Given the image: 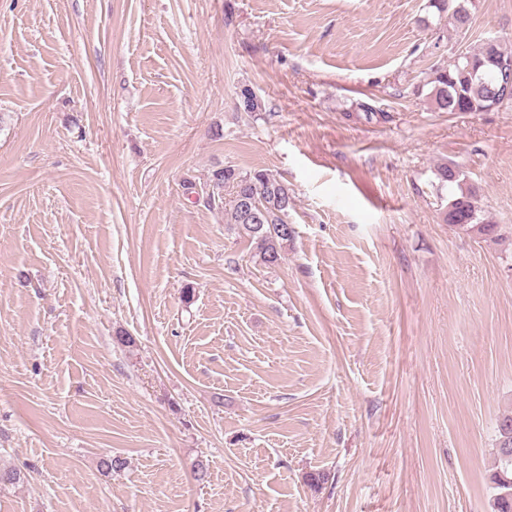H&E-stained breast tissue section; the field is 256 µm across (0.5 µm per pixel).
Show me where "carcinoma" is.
Here are the masks:
<instances>
[{"instance_id": "1", "label": "carcinoma", "mask_w": 512, "mask_h": 512, "mask_svg": "<svg viewBox=\"0 0 512 512\" xmlns=\"http://www.w3.org/2000/svg\"><path fill=\"white\" fill-rule=\"evenodd\" d=\"M471 0H458L452 7L451 18L456 28L466 30L471 24ZM488 55L485 44L470 52L468 57L457 64H442L428 74L426 84L430 85L429 100L440 112H475L486 105L491 89L500 85L501 73L488 70ZM437 177L441 185H456L450 201L458 216L457 228L466 233L485 237H499L500 225L485 222L478 205L474 189L459 178V173L442 164L437 166ZM218 189H229L224 199V223L238 236L247 239L252 246V258L263 266H277L284 259L288 246L293 242L295 232L281 233L279 228L288 225V214L294 207L295 196L282 200L279 193L285 182L266 170L259 169L246 173L226 166L213 173ZM249 190L260 208L266 214L263 224H247L243 221L236 204L240 188ZM512 450V410L501 415L497 424L496 467L492 482L497 489L496 512H512V457L504 456L505 449Z\"/></svg>"}]
</instances>
